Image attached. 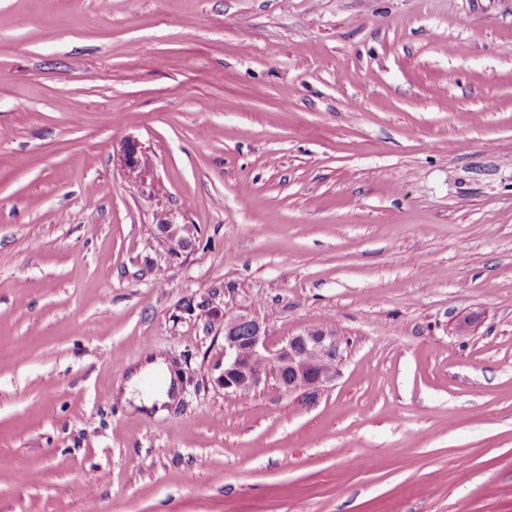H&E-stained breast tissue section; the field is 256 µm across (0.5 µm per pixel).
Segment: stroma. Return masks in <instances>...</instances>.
<instances>
[{
    "mask_svg": "<svg viewBox=\"0 0 512 512\" xmlns=\"http://www.w3.org/2000/svg\"><path fill=\"white\" fill-rule=\"evenodd\" d=\"M0 512H512V0H0ZM136 141H128L122 150V162L125 169L134 175L136 182L143 186L146 178V163L142 160V152ZM160 230L169 246L179 244L184 248H188L195 239L196 228L192 224H173L167 222L166 224H160ZM342 359L341 340L333 329L313 327L294 336L277 351L267 346V328L246 312L224 314V363L216 382L224 392L245 395L269 376L288 392L318 389L336 376ZM333 365L336 368L327 369ZM147 376L157 378L158 384L155 390L146 391L141 388V381ZM125 391H118L123 403L134 398V405L139 411H146L151 408H160L163 403L170 400L169 391L173 385L172 374L170 373L162 357L152 356L146 359L145 364L131 371V380ZM138 390L141 393L137 392Z\"/></svg>",
    "mask_w": 512,
    "mask_h": 512,
    "instance_id": "1",
    "label": "stroma"
}]
</instances>
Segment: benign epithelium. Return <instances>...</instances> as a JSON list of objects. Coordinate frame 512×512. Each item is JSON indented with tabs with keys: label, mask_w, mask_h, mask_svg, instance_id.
<instances>
[{
	"label": "benign epithelium",
	"mask_w": 512,
	"mask_h": 512,
	"mask_svg": "<svg viewBox=\"0 0 512 512\" xmlns=\"http://www.w3.org/2000/svg\"><path fill=\"white\" fill-rule=\"evenodd\" d=\"M122 162L138 184L145 183L146 163L136 141L124 144ZM160 230L173 246L187 248L195 239L192 224L168 222L160 225ZM341 359V340L330 328L313 327L290 336L272 352L262 322L246 312H229L224 314V363L218 365L216 382L224 392L234 394L250 391L269 377L288 392L318 389L335 378Z\"/></svg>",
	"instance_id": "benign-epithelium-1"
}]
</instances>
